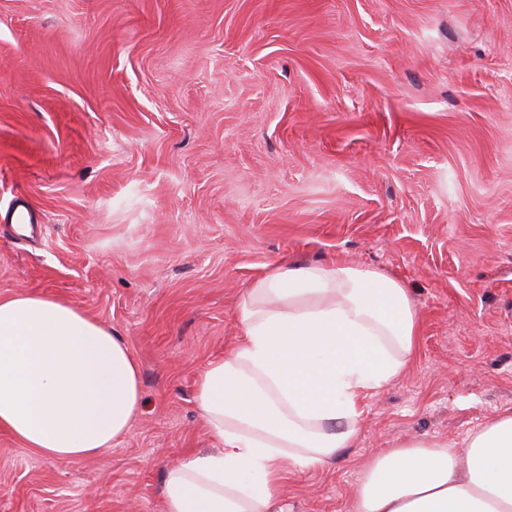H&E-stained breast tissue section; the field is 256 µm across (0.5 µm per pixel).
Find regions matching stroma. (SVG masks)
Returning <instances> with one entry per match:
<instances>
[{
    "mask_svg": "<svg viewBox=\"0 0 512 512\" xmlns=\"http://www.w3.org/2000/svg\"><path fill=\"white\" fill-rule=\"evenodd\" d=\"M283 258L377 269L419 309L406 370L283 512H348L381 449L512 411V0H0V297L112 328L142 400L92 458L0 430V512H160L215 446L198 376Z\"/></svg>",
    "mask_w": 512,
    "mask_h": 512,
    "instance_id": "1",
    "label": "stroma"
}]
</instances>
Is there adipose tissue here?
<instances>
[{
	"label": "adipose tissue",
	"instance_id": "obj_1",
	"mask_svg": "<svg viewBox=\"0 0 512 512\" xmlns=\"http://www.w3.org/2000/svg\"><path fill=\"white\" fill-rule=\"evenodd\" d=\"M239 338L194 396L214 453L170 468L163 512H275L285 470L321 468L359 436L369 391L412 359L419 311L363 267L268 266L235 305ZM140 410L138 365L111 328L68 302L0 298V429L52 459L111 448ZM349 512H512V414L463 445L393 443L364 466Z\"/></svg>",
	"mask_w": 512,
	"mask_h": 512
}]
</instances>
